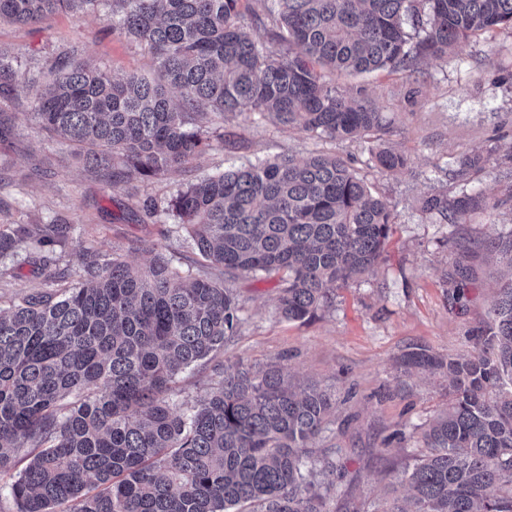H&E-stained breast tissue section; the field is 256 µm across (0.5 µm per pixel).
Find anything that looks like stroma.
Masks as SVG:
<instances>
[{
    "label": "stroma",
    "instance_id": "1",
    "mask_svg": "<svg viewBox=\"0 0 512 512\" xmlns=\"http://www.w3.org/2000/svg\"><path fill=\"white\" fill-rule=\"evenodd\" d=\"M0 50L16 57L34 75L46 74L62 54L86 59L112 77L153 74L152 54L113 32L104 14L59 13L42 24H0ZM417 77L422 95L416 105L403 99L409 79L380 72L367 80L339 79L349 93L364 90L388 122L386 145L402 151L408 164L389 173L368 163L358 141L318 138L250 113L209 119V146L189 164L130 184L107 183L87 171L70 147L35 122L34 100L22 90L14 134L0 143V224H73L69 241L57 248L59 268L78 283L81 257L99 250L138 265L153 252L187 270L195 258L186 232L165 214H148L143 201H166L186 184L225 169L276 155L307 159L337 155L351 162L396 216L394 232L375 275L350 280L332 302L305 321H290L278 310L276 277L239 278L231 286L241 323L235 335L199 373L182 376L175 403L193 401L212 390L217 373L236 363L278 364L300 383H313L336 399L327 429L305 457V474L327 483L328 512H373L403 495L399 479L427 455L421 433L448 403L446 368L406 364L423 349L441 360L471 355L474 327L485 318L507 272L480 241L512 227V31L471 37L440 59L422 58ZM484 157L469 180L447 167L450 159ZM479 191L492 206L461 224H439L420 209L423 197ZM472 249V274L463 297L453 299L448 274L463 249ZM0 303L42 287L52 274L25 250L0 257ZM340 461V473L324 476V456Z\"/></svg>",
    "mask_w": 512,
    "mask_h": 512
}]
</instances>
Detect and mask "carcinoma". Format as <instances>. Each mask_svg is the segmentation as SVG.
Instances as JSON below:
<instances>
[{
    "label": "carcinoma",
    "instance_id": "obj_1",
    "mask_svg": "<svg viewBox=\"0 0 512 512\" xmlns=\"http://www.w3.org/2000/svg\"><path fill=\"white\" fill-rule=\"evenodd\" d=\"M107 9L112 31L147 47L153 77L114 79L59 58L52 78L28 83L0 51V140L17 113L3 104L29 85L33 115L112 180L165 174L202 153L204 106L224 117L272 115L331 139H364L386 171L406 157L372 138L374 104L321 71L414 72L478 33L512 29V0H0V23ZM488 205L437 193L423 211L445 224ZM208 262L231 275H280V312L308 319L334 289L376 273L395 225L344 160L279 156L187 184L164 208ZM73 227L0 225V255L22 247L47 267ZM508 258L512 228L483 242ZM467 266L448 275L460 296ZM233 291L163 254L143 267L98 251L82 278L51 276L0 306V473L17 512H326L304 473L336 407L281 366L236 363L185 412L168 400L179 375L224 348L241 322ZM478 347L448 362L453 397L422 432L428 455L402 474L408 506L382 512H512V275L473 329Z\"/></svg>",
    "mask_w": 512,
    "mask_h": 512
}]
</instances>
